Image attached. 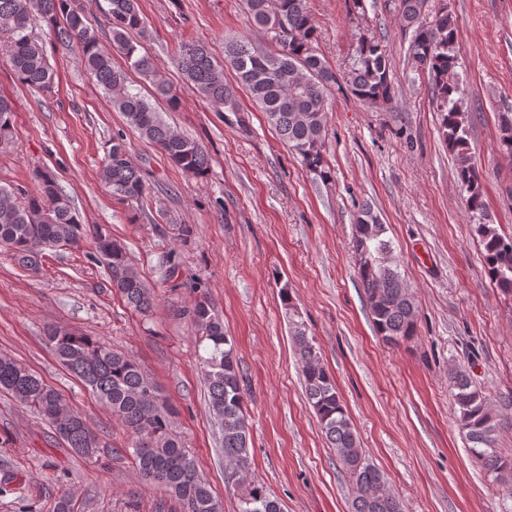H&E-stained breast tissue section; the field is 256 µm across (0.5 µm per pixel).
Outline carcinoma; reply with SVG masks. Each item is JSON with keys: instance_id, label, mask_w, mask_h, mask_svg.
<instances>
[{"instance_id": "carcinoma-1", "label": "carcinoma", "mask_w": 512, "mask_h": 512, "mask_svg": "<svg viewBox=\"0 0 512 512\" xmlns=\"http://www.w3.org/2000/svg\"><path fill=\"white\" fill-rule=\"evenodd\" d=\"M113 51L155 85V96L170 106L176 94L156 79L155 62L141 52L130 35L144 28L139 0H106ZM405 29L411 31L410 56L426 72L432 103L440 116V133L458 159L457 177L467 194L471 217L484 248L487 275L503 294L512 296V237L487 223L483 177L470 162L469 130L462 109L463 87L451 79L458 64L455 41L458 18L441 0L426 18L428 0H395ZM250 21L270 37L271 51L253 46L243 35L224 39V61L215 60L207 46L192 42L180 47L176 62L187 82L203 100L224 113V120L247 130L235 88L226 82L229 66L246 88L280 139L295 151L307 173L322 183L333 180L325 144V91L344 82L351 94L369 105L383 106L393 97L389 59L380 44L359 40L348 69L336 75L315 47L317 29L309 0H245ZM38 14L56 41L76 46L84 68L121 112L129 127L154 144L175 167L196 178L210 168V156L198 141L174 130L155 106L126 84L124 71L100 46L90 11L81 0H0V35L18 81L31 90L50 91L54 72L43 46L28 32L30 16ZM13 101L0 95V139L9 135ZM499 147L512 155V113L499 115ZM101 180L112 194L143 207L150 188L143 171L131 160L123 134L112 136ZM384 224L371 208L360 209L351 246L376 332L390 344L415 336V303L398 266L388 260L390 241ZM92 239L106 265L112 288L127 307L146 316L154 296L131 264L125 246L99 227L84 224L71 200L50 171L37 177L34 190L15 193L0 187V248L11 253L19 267L33 270L43 251L60 243L78 247ZM202 364L209 408L220 423L224 460L231 473L245 478L239 512H281L277 498L263 484L247 479L250 469L249 432L234 341L224 320L206 296L185 309ZM46 337L60 363L91 391L120 422L129 437L128 450L143 480L175 500L180 512H223L221 502L198 472L194 456L175 432L176 409L160 398L142 364L134 356L113 351L107 343L55 325ZM293 341L301 364L305 396L330 447L354 484L352 512H405L402 500L386 491L384 476L369 463L354 431L336 381L321 359L313 339L296 323ZM458 422L466 431L473 456L512 495V457L495 449L498 422L484 393L463 370L450 376ZM0 390L30 409L64 441L86 458L98 455L100 440L82 414L64 395L46 384L12 356L0 352Z\"/></svg>"}]
</instances>
